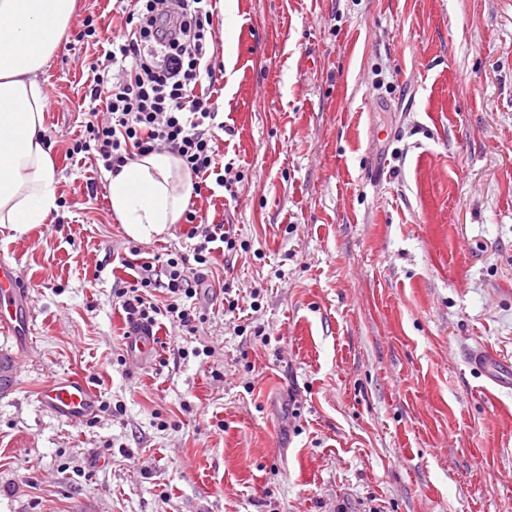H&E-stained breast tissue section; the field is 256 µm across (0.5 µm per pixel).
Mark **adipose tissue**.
<instances>
[{"instance_id": "adipose-tissue-1", "label": "adipose tissue", "mask_w": 512, "mask_h": 512, "mask_svg": "<svg viewBox=\"0 0 512 512\" xmlns=\"http://www.w3.org/2000/svg\"><path fill=\"white\" fill-rule=\"evenodd\" d=\"M75 0H0V226L18 231L58 209V174L45 136L38 75L65 35ZM193 192L182 160L137 155L109 178L112 212L132 238L179 223Z\"/></svg>"}]
</instances>
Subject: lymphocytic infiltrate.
I'll list each match as a JSON object with an SVG mask.
<instances>
[{
	"instance_id": "lymphocytic-infiltrate-1",
	"label": "lymphocytic infiltrate",
	"mask_w": 512,
	"mask_h": 512,
	"mask_svg": "<svg viewBox=\"0 0 512 512\" xmlns=\"http://www.w3.org/2000/svg\"><path fill=\"white\" fill-rule=\"evenodd\" d=\"M124 23L103 58L88 64L92 78L84 114L85 134L73 140L69 156L84 155L95 168L116 173L144 151L168 148L195 177V191L207 179L228 189L232 164H219L215 147L218 112L210 85L221 64L210 52L213 0H115ZM192 253L178 249L143 262L116 297L128 319L157 325L159 318L195 333L196 300L208 280L212 245L236 248L219 224H201L188 212ZM164 289V304L151 295Z\"/></svg>"
}]
</instances>
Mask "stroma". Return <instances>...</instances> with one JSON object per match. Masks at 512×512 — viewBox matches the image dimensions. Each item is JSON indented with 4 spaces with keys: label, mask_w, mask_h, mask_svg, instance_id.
Returning <instances> with one entry per match:
<instances>
[{
    "label": "stroma",
    "mask_w": 512,
    "mask_h": 512,
    "mask_svg": "<svg viewBox=\"0 0 512 512\" xmlns=\"http://www.w3.org/2000/svg\"><path fill=\"white\" fill-rule=\"evenodd\" d=\"M227 5L212 99L242 180L189 206L247 247L214 251L203 323L158 326L147 361L125 351L122 260L191 241H135L67 154L112 0H77L39 76L61 207L0 227L33 309L30 335L0 329L24 355L0 393V512H512V387L469 362L512 364V0ZM64 376L97 392L94 419L42 407ZM472 359L475 364L485 368L486 376L494 386H509L512 382L510 367L495 358L492 354L485 351H478L473 355Z\"/></svg>",
    "instance_id": "1"
}]
</instances>
